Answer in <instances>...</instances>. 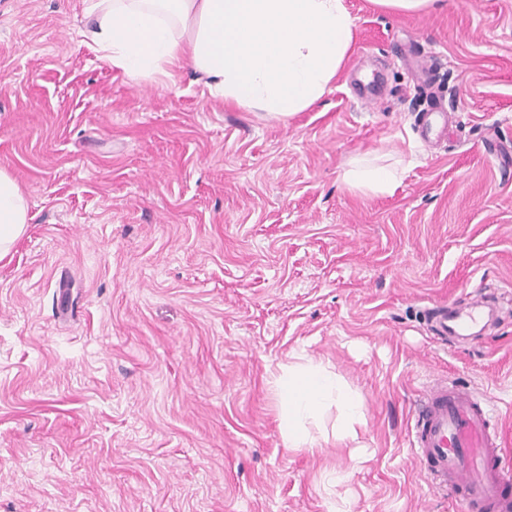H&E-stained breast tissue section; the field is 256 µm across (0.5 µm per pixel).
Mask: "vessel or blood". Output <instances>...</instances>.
Listing matches in <instances>:
<instances>
[{
  "instance_id": "obj_1",
  "label": "vessel or blood",
  "mask_w": 512,
  "mask_h": 512,
  "mask_svg": "<svg viewBox=\"0 0 512 512\" xmlns=\"http://www.w3.org/2000/svg\"><path fill=\"white\" fill-rule=\"evenodd\" d=\"M489 297L475 295L467 306L432 309L442 338H477ZM412 453L433 491L457 493L460 512H512V465L506 464L495 404L486 395L445 380L426 389L415 408Z\"/></svg>"
}]
</instances>
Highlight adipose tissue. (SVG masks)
Wrapping results in <instances>:
<instances>
[{
  "label": "adipose tissue",
  "instance_id": "1",
  "mask_svg": "<svg viewBox=\"0 0 512 512\" xmlns=\"http://www.w3.org/2000/svg\"><path fill=\"white\" fill-rule=\"evenodd\" d=\"M91 48L134 77L188 62L225 103L284 119L317 101L354 43L344 0H84ZM29 222L28 201L0 169V259ZM280 428L289 447L308 444V420L338 411L336 434L357 442L363 401L323 363L283 368Z\"/></svg>",
  "mask_w": 512,
  "mask_h": 512
}]
</instances>
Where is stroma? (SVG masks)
<instances>
[{"label":"stroma","mask_w":512,"mask_h":512,"mask_svg":"<svg viewBox=\"0 0 512 512\" xmlns=\"http://www.w3.org/2000/svg\"><path fill=\"white\" fill-rule=\"evenodd\" d=\"M345 4L343 70L275 120L185 64L109 66L83 0H0V168L31 216L0 260V512H456L409 445L436 379L491 397L512 452V0ZM363 160L391 191L347 182ZM480 286L482 336L434 335ZM297 355L361 395V449L333 408L288 446ZM375 5L395 11L420 13L437 8L441 0H371Z\"/></svg>","instance_id":"1"}]
</instances>
